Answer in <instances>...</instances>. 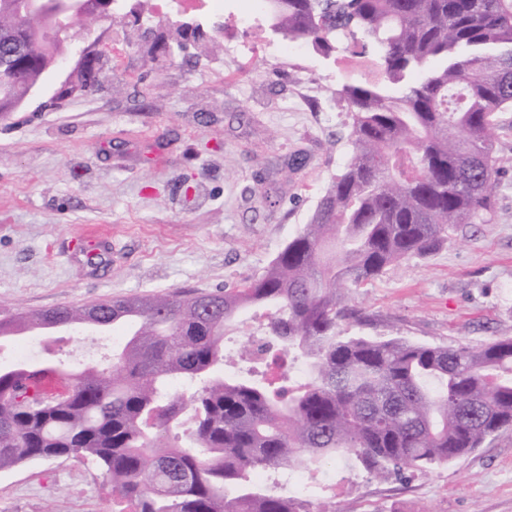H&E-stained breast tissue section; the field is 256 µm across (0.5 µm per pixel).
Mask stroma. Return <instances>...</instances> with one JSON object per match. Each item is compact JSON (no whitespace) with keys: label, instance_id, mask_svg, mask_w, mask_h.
I'll list each match as a JSON object with an SVG mask.
<instances>
[{"label":"stroma","instance_id":"obj_1","mask_svg":"<svg viewBox=\"0 0 512 512\" xmlns=\"http://www.w3.org/2000/svg\"><path fill=\"white\" fill-rule=\"evenodd\" d=\"M198 25L187 58L171 57L181 23ZM205 11L85 18L67 54L100 39L102 80L61 104L30 101L0 121V305L18 311L80 306L174 289L240 288L307 224L347 163L343 85L382 83L361 34L329 51L259 30V55L230 59ZM302 154L301 166L289 159ZM495 216L458 224L431 254L412 255L353 289L361 319L344 336L473 348L512 336V112L501 116ZM261 308L224 331L238 350L260 334ZM111 332H34L36 363L110 365ZM310 486L303 469L278 491L338 512H512V428L450 463L402 481L328 463ZM107 477L80 457L0 471V512H119Z\"/></svg>","mask_w":512,"mask_h":512}]
</instances>
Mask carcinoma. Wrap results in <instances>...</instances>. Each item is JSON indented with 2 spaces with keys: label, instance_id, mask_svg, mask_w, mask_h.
<instances>
[{
  "label": "carcinoma",
  "instance_id": "1",
  "mask_svg": "<svg viewBox=\"0 0 512 512\" xmlns=\"http://www.w3.org/2000/svg\"><path fill=\"white\" fill-rule=\"evenodd\" d=\"M275 20L318 50L340 30H361L400 95L342 86L350 158L310 223L248 285L29 317L110 320L125 341L110 368L54 366L70 386L62 397L28 394L20 380L31 366L0 371V469L84 457L131 512H332L271 492L255 473L299 460L314 476L348 458L387 480L512 427V336L475 350L336 333L356 317L351 289L430 253L457 224L491 220L498 118L512 110V0H276ZM16 23L12 49L28 66L9 92L20 96L60 43L36 36L41 18L0 0V29ZM254 304L273 307L267 332L309 366L294 391L263 375L220 374L224 326ZM21 320L0 307V339ZM175 381L196 385L190 402L172 392ZM187 409L189 439L166 441Z\"/></svg>",
  "mask_w": 512,
  "mask_h": 512
}]
</instances>
